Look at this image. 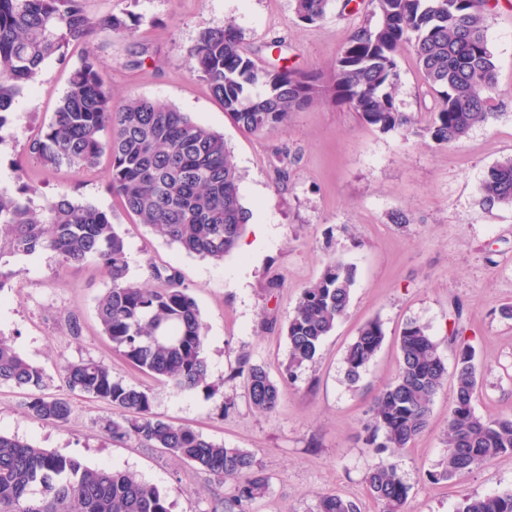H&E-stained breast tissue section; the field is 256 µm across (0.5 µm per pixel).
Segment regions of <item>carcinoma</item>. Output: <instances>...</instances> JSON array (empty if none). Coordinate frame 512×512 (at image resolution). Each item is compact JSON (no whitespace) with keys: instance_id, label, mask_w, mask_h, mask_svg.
<instances>
[{"instance_id":"1","label":"carcinoma","mask_w":512,"mask_h":512,"mask_svg":"<svg viewBox=\"0 0 512 512\" xmlns=\"http://www.w3.org/2000/svg\"><path fill=\"white\" fill-rule=\"evenodd\" d=\"M86 0H0V143L10 110L32 85L42 64L53 58L68 65V49L91 37L137 39V25L110 12L92 17ZM298 19H323L330 0H293ZM375 19L356 29L329 75L294 67L256 64L233 25L202 32L190 53V70L224 106L227 117L250 134L273 132L290 113L327 99L357 112L383 133L405 131L446 147L478 125L498 117L494 55L485 33L490 0H361ZM410 49L438 107L424 125L396 106L397 57ZM29 153L47 171L66 166L91 172L110 159L107 189L151 233L189 254L221 261L242 236L251 213L239 195L240 172L224 136L178 109L147 97L116 104L95 58L71 67L65 93L49 124L31 140ZM17 193L0 191V292L20 274L6 256L51 252L63 266L95 259L112 287L99 299L97 316L113 351L143 374L191 390L205 380L204 325L197 302L176 273L158 268L146 288L129 277L124 238L112 215L60 193L36 205ZM482 205L512 206V157L491 166L482 181ZM356 284L355 269L336 257L320 277L301 290L288 321V376L315 361L320 345L346 314ZM385 340L382 323L361 325L343 362L355 383ZM456 345L454 400L448 415L447 452L436 479L453 480L512 454V415L484 417L474 401L479 371L474 350L453 325ZM396 377L378 393L364 425L365 443L380 455L408 448L425 429L433 400L448 380V368L427 327L409 322L399 336ZM238 374L246 378V400L257 412H273L279 382L244 355ZM64 383L112 407L118 415L102 430L116 439L134 438L232 487L220 512H252L269 488L255 455L205 438L191 427L157 417L147 391L125 385L112 367L93 359L67 362ZM0 384L31 390L27 415L67 424L72 406L44 392L42 369L0 336ZM364 483L378 512H406L410 487L397 466L379 459ZM0 512H170L158 487L131 471L89 468L75 457L39 448L0 433ZM316 512H360L339 495L318 498ZM457 512H512V489L487 497H466Z\"/></svg>"}]
</instances>
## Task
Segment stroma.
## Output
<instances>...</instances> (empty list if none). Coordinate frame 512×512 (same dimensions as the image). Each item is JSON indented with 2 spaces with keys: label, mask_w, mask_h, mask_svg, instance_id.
Here are the masks:
<instances>
[{
  "label": "stroma",
  "mask_w": 512,
  "mask_h": 512,
  "mask_svg": "<svg viewBox=\"0 0 512 512\" xmlns=\"http://www.w3.org/2000/svg\"><path fill=\"white\" fill-rule=\"evenodd\" d=\"M486 36L497 68L496 121L467 137L436 147L401 132L384 133L348 107L323 101L291 113L287 125L253 135L236 127L208 86L189 70L188 51L200 33L230 22L260 64L282 47L285 64L328 71L348 37L366 22L352 0H331L324 18L306 25L292 0H87L90 13L134 15L138 40L95 39L73 47L72 58H96L115 100L145 96L174 106L223 134L241 180L242 204L252 211L241 238L223 261L186 254L156 238L125 211L106 188L104 170L45 172L27 145L48 125L67 83L68 70L44 63L33 88L24 90L0 143V188L36 187L34 204L60 192L111 212L128 247L130 277L145 283L151 268L177 271L190 288L205 326L208 375L180 391L128 364L103 335L96 303L109 286L93 260L60 267L54 254L13 256L21 274L0 293V336L47 379V393L69 398L68 424L57 426L25 414L24 389L0 385V432L38 447L75 456L88 467L129 470L163 491L172 512H210L227 483L157 448L117 441L100 428L112 408L70 395L59 378L65 363L94 359L109 364L123 383L148 390L157 416L187 425L211 440L255 453L270 490L253 512H314L320 495L356 501L361 512H378L364 473L375 458L364 444L368 409L399 368L398 338L406 323L427 327L447 364L456 353L448 342L453 322L481 367L475 410L485 417L512 414V207L485 209L481 184L489 167L512 156V0H491ZM141 66L130 67L136 51ZM396 102L426 123L437 97L410 51L398 57ZM287 154L285 174L274 168ZM410 221L395 224L392 212ZM264 225L257 235L256 225ZM356 270L350 307L323 340L314 363L285 379V328L304 288L328 257ZM79 333H72L70 319ZM380 320L385 340L357 384L345 379L343 354L358 328ZM266 367L280 382L274 413L253 411L241 356ZM452 383L436 394L426 429L411 447L394 451L410 487V512H455L468 496L512 489V455L465 476L433 481L446 454Z\"/></svg>",
  "instance_id": "35a3bbf8"
}]
</instances>
